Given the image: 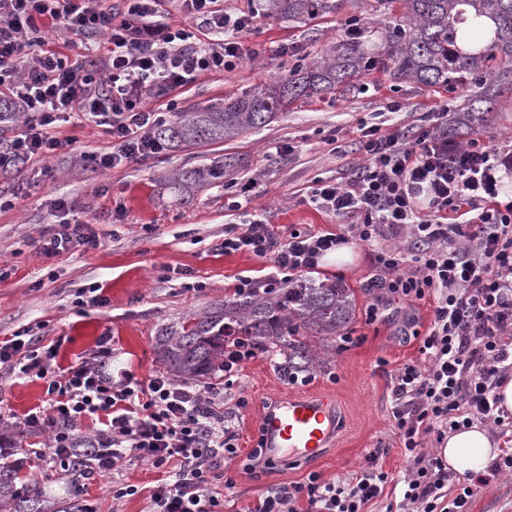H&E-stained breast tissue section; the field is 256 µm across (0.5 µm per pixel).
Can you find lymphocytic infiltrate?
<instances>
[{
	"label": "lymphocytic infiltrate",
	"mask_w": 512,
	"mask_h": 512,
	"mask_svg": "<svg viewBox=\"0 0 512 512\" xmlns=\"http://www.w3.org/2000/svg\"><path fill=\"white\" fill-rule=\"evenodd\" d=\"M165 0H125L122 9L102 0H0V88L24 120L6 149L0 170L52 157L64 147L60 122H94L112 143L87 154L104 173L164 155L152 131L179 110L176 92L200 75L229 72L253 58L247 45L254 15L229 11L218 0H176L181 13L202 20L206 39L169 23ZM63 31L66 50L50 47L43 20ZM83 47L70 57L69 49ZM159 106H152V99ZM363 162L347 180H315L309 200L343 221L341 233L295 231L280 239L264 215L231 226L225 253L247 251L269 260L263 281L239 278L235 290L278 288L315 271L337 246L371 247L383 295L408 302L432 299V319L419 340L421 361L390 375V419L404 450L402 512H468L471 500L501 473L512 472V450L486 473L469 476L449 496L448 466L429 441L473 422L498 436L512 433L495 393L512 374V200H500L502 161L496 148L473 137L452 149L432 126L413 134L360 129ZM61 217L38 242L48 257L99 247L89 219L55 198ZM56 351L23 329L0 340V368L45 380L46 406L24 415L22 433L44 436L34 456L64 475L66 488L95 475L145 462L162 472L147 512H224L223 460L238 452L224 395L216 384L174 382L162 374L140 380L112 365V346L101 342L92 357L54 372ZM97 419L89 435L80 428ZM89 450L85 471L69 460ZM371 450L360 475L348 481L308 474L304 481L265 490L249 512H365L390 478Z\"/></svg>",
	"instance_id": "f902f5d3"
}]
</instances>
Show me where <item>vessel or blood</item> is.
I'll list each match as a JSON object with an SVG mask.
<instances>
[{
    "label": "vessel or blood",
    "mask_w": 512,
    "mask_h": 512,
    "mask_svg": "<svg viewBox=\"0 0 512 512\" xmlns=\"http://www.w3.org/2000/svg\"><path fill=\"white\" fill-rule=\"evenodd\" d=\"M339 433L336 400L329 394H287L259 418V441L266 458L314 462Z\"/></svg>",
    "instance_id": "b4317fda"
}]
</instances>
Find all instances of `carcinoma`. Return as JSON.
<instances>
[{"label":"carcinoma","mask_w":512,"mask_h":512,"mask_svg":"<svg viewBox=\"0 0 512 512\" xmlns=\"http://www.w3.org/2000/svg\"><path fill=\"white\" fill-rule=\"evenodd\" d=\"M344 0H266L269 14L302 22L325 14H338ZM488 18L493 35L480 49L462 52L457 45L458 25L468 13ZM497 70V78L483 75ZM372 70L425 87L476 91L453 108L451 130L472 129L484 121L501 86H512V0H405V20L388 28L385 48L371 55L363 34L348 32L336 40L329 56L293 65L272 82L232 97L219 107L180 112L155 130V136L174 150L232 141L252 129L269 124L299 101L341 90ZM16 108L0 104V146ZM231 163L206 158L190 168H180L168 188L180 196L200 185L224 182ZM356 317L351 289L338 281L299 280L269 292L234 294L216 300L200 313L160 329L156 336L158 362L180 380L204 382L223 378L224 349L233 339L246 338L271 357L276 369L293 376L322 368L320 351L348 329ZM27 459L0 467V501L13 512H83L81 505L47 510L37 484L21 482Z\"/></svg>","instance_id":"cac0c4a2"}]
</instances>
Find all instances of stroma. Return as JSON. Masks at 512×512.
Here are the masks:
<instances>
[{
	"label": "stroma",
	"instance_id": "obj_1",
	"mask_svg": "<svg viewBox=\"0 0 512 512\" xmlns=\"http://www.w3.org/2000/svg\"><path fill=\"white\" fill-rule=\"evenodd\" d=\"M226 7L251 12L256 29L251 41L260 52L221 76L200 77L196 86L181 94L182 109L223 105L225 98L272 81L294 65L292 57L278 54L280 44L301 48L316 57L343 33L346 14L365 18L369 31L365 45H383L385 27L400 23L404 0H346L340 15H325L305 23H289L260 14V0H226ZM463 91L426 88L373 71L359 78L355 91L313 98L295 104L265 127L220 145L170 151L154 162L118 168L103 174L82 166V152L104 151L110 146L101 128L92 123L63 124L61 137L70 141L46 160L27 164L12 186L0 183L12 201L0 212V340L24 328H39L46 344L55 346L53 368L64 369L91 356L101 338L111 337L117 363L126 365L138 379L159 372L154 353L158 328L203 310L212 301L234 294L238 278L263 279L268 263L247 252L227 254L219 245L227 227L240 224L244 214L266 211L280 238L295 230L339 233L340 222L308 202L314 180H346L361 162L359 129L383 123L385 128L410 131L432 112L448 110L462 102ZM398 102L401 112L385 107ZM480 136L496 148L512 149V90L503 89L491 112L472 131L457 140ZM283 144L293 153L280 152ZM232 157L238 164L226 179L241 193L242 210L224 207L223 186L197 189L184 200L166 187L170 174L197 164L202 156ZM69 200L75 212L91 219L100 236L97 249L75 250L48 258L37 248L39 237L54 220L51 202ZM353 264L321 266L313 277L343 282L352 288L356 318L348 341H337L326 367L308 373L304 381L288 384L269 356L261 354L245 363L224 395V408L233 418L239 452L223 470L232 480L227 499L237 512L254 506L266 488L299 482L316 472L323 479H351L360 473L371 448L385 445L389 453L382 466L392 477L405 475L406 462L389 417V373L420 358L414 334L426 331L432 317L431 301H399L378 317L369 307L376 295L370 248L355 246ZM190 273L203 290L181 288L179 274ZM98 284L104 289L103 307L80 306V289ZM329 392L336 396L344 431L336 446L318 463L295 462L265 473L245 470L244 464L257 442V422L262 405L284 393ZM248 401L237 407L238 398ZM47 400L45 383L35 377H0V445L18 451L29 444L18 421ZM159 472L149 464L128 466L122 480L137 487L135 495L112 500V477L90 481L82 502L96 512H145Z\"/></svg>",
	"mask_w": 512,
	"mask_h": 512
}]
</instances>
